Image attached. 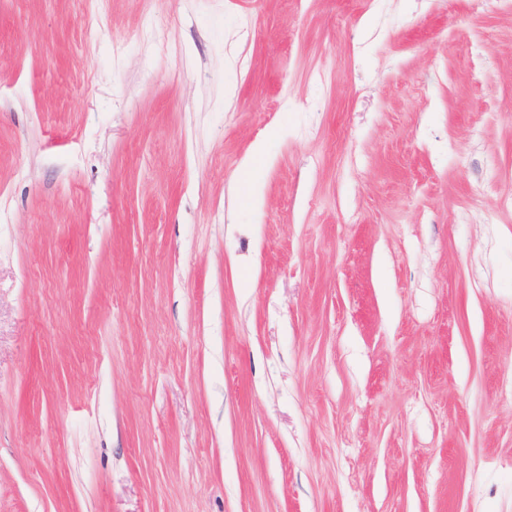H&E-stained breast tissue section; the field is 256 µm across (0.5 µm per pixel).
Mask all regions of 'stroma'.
<instances>
[{
  "mask_svg": "<svg viewBox=\"0 0 512 512\" xmlns=\"http://www.w3.org/2000/svg\"><path fill=\"white\" fill-rule=\"evenodd\" d=\"M510 198L512 0H0V512H512Z\"/></svg>",
  "mask_w": 512,
  "mask_h": 512,
  "instance_id": "1",
  "label": "stroma"
}]
</instances>
